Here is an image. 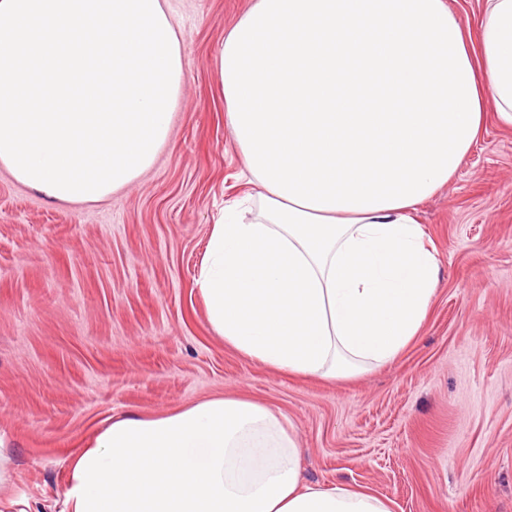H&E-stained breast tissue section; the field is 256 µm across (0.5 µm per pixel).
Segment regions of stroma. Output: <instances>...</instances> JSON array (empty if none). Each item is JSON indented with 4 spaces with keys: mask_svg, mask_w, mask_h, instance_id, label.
I'll list each match as a JSON object with an SVG mask.
<instances>
[{
    "mask_svg": "<svg viewBox=\"0 0 512 512\" xmlns=\"http://www.w3.org/2000/svg\"><path fill=\"white\" fill-rule=\"evenodd\" d=\"M251 0H164L186 79L154 166L96 203L0 167V431L15 495L58 512L65 457L105 418L214 397L280 409L302 484L392 512H512V128L487 119L416 217L438 249L422 331L350 380L291 377L225 346L194 279L225 202L262 187L228 127L216 57Z\"/></svg>",
    "mask_w": 512,
    "mask_h": 512,
    "instance_id": "35a3bbf8",
    "label": "stroma"
}]
</instances>
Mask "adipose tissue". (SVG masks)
Masks as SVG:
<instances>
[{"label":"adipose tissue","mask_w":512,"mask_h":512,"mask_svg":"<svg viewBox=\"0 0 512 512\" xmlns=\"http://www.w3.org/2000/svg\"><path fill=\"white\" fill-rule=\"evenodd\" d=\"M253 0L218 67L263 193L225 205L196 286L213 332L278 372L346 379L417 336L438 285L419 206L495 116L512 127V0L478 29L447 0ZM59 512H391L303 485L280 410L244 397L102 422L67 460Z\"/></svg>","instance_id":"1"}]
</instances>
